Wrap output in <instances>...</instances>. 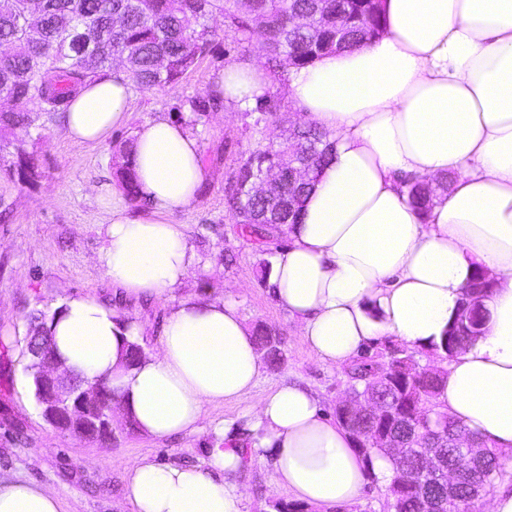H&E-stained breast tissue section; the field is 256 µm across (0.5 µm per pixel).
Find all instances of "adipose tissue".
I'll list each match as a JSON object with an SVG mask.
<instances>
[{
    "instance_id": "1",
    "label": "adipose tissue",
    "mask_w": 512,
    "mask_h": 512,
    "mask_svg": "<svg viewBox=\"0 0 512 512\" xmlns=\"http://www.w3.org/2000/svg\"><path fill=\"white\" fill-rule=\"evenodd\" d=\"M383 32L367 46L327 53L292 69L286 96L303 121L327 132L319 168L267 284L297 334L323 363L342 367L382 337L431 349L475 272L494 288L484 332L447 365L439 412L512 457V0H381ZM224 101L247 108L269 87L249 61L228 64ZM124 72L91 82L72 100L65 127L77 145L105 140L129 118ZM130 156L152 217L112 203L99 256L113 285L170 306L159 345L133 367L129 343L144 328L90 297L65 299L50 326L56 356L74 373L109 376L119 420L154 439L197 431L210 406L249 395L263 360L232 292L218 299L172 292L195 255L172 215L207 178L196 135L158 119L134 133ZM430 187L432 209L411 202L406 178ZM255 456L270 458L271 492L317 508L362 496L368 474L389 484L388 458L364 462L348 432L310 390L285 384L251 409ZM203 464H127L133 512H242V441L213 428ZM0 512H59L56 493L0 482Z\"/></svg>"
}]
</instances>
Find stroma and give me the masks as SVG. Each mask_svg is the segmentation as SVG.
Returning <instances> with one entry per match:
<instances>
[{
    "label": "stroma",
    "instance_id": "stroma-1",
    "mask_svg": "<svg viewBox=\"0 0 512 512\" xmlns=\"http://www.w3.org/2000/svg\"><path fill=\"white\" fill-rule=\"evenodd\" d=\"M241 60L266 62L257 48L238 45L232 33L221 34L212 52L178 84L133 90L127 125L95 145L73 144L63 115L34 113L31 125L17 138L40 165L42 176L36 183L19 180L14 145L0 147V479L48 487L58 495L61 512H133L124 493L123 463L142 457L202 463L213 424L226 420L247 427L256 397L277 386L295 383L313 390L329 416L350 387L345 369L323 364L301 342L286 311L261 281V269L272 262L273 245L246 240L228 210V174L268 138L267 132L254 131L255 115L228 106L209 113L195 129L208 179L191 205L172 218L196 255L192 273L174 295L217 299L233 291L247 326L263 325L280 336L281 364L264 366L252 396L208 407L197 432L164 440L118 424L111 444L104 447L60 433L43 419L36 403L25 354L34 311L52 312L69 297H97L119 316L139 320L145 350L153 352L166 300L116 297L98 261L107 210L117 189L115 165L140 125L158 117L189 118L190 100L203 97L226 64ZM273 477V467L265 460L255 461L245 472L249 497L243 512H272L273 501L292 502L285 491L270 495Z\"/></svg>",
    "mask_w": 512,
    "mask_h": 512
}]
</instances>
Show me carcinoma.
Masks as SVG:
<instances>
[{"mask_svg": "<svg viewBox=\"0 0 512 512\" xmlns=\"http://www.w3.org/2000/svg\"><path fill=\"white\" fill-rule=\"evenodd\" d=\"M315 6L316 0H41V9L33 17L28 12V0H0V96L12 102L8 109L0 108V142L31 125L35 106L41 112H67L87 83L112 73L116 52L124 55V72L136 88L152 90L178 83L211 52L218 36L213 22L219 16L240 44L250 43L254 25L262 24L260 49L265 51L268 64L282 72L302 67L329 51L359 48L381 31L379 5L364 0L353 5L349 0H323V9L333 14L342 16L351 9L339 42L334 30L312 36L293 26L291 14L310 12ZM223 106L224 90L218 84L207 96L191 101L192 112L197 115L216 112ZM252 111L258 113L255 124L267 122L281 111L280 99L269 91ZM303 136L304 144L312 149L311 165L316 170L326 161L331 143L325 132L311 124L304 125ZM131 148L132 144H126L116 177L125 196L138 203L137 175L129 163ZM16 151L23 180L36 182L41 177L36 160L19 146ZM278 156L259 146L238 161L228 179L231 215L240 224L241 233L257 241L265 238L258 217L273 208L276 223H297L310 188L285 178L276 202L245 199L248 181ZM47 318L42 312L31 314L32 334L26 339V348L41 344L39 328ZM477 328L476 323H452L441 341L443 353L452 356L463 350L478 335ZM254 339L269 365L281 363L279 336L256 327ZM395 352L393 361L379 353L357 358L348 368L352 392L361 396L380 380L375 394L392 411L387 421L391 437L409 441L423 428L430 442L446 448L449 466L467 467L462 449L448 447V435L464 426L436 411L432 402L445 371L425 372L408 349L397 348ZM385 365L390 371L381 379ZM376 453L387 456L395 468L420 469L421 460L411 450L400 458L386 448H378ZM480 473L490 489L502 475L497 453L489 448ZM434 492L436 486L432 484L412 482L393 490L387 507L391 512H417L420 498Z\"/></svg>", "mask_w": 512, "mask_h": 512, "instance_id": "carcinoma-1", "label": "carcinoma"}]
</instances>
